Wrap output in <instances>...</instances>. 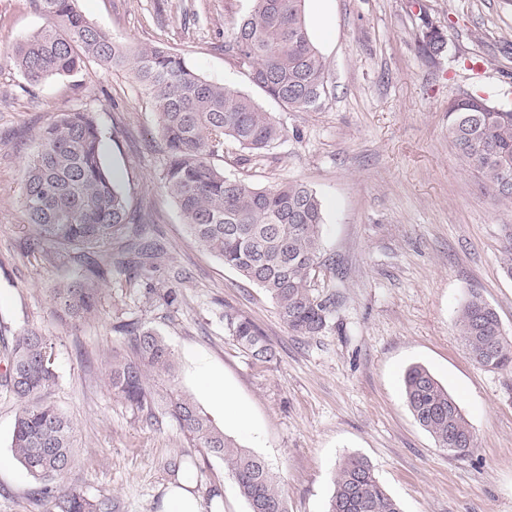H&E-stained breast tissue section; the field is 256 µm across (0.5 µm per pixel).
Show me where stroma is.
I'll return each mask as SVG.
<instances>
[{"label":"stroma","instance_id":"1","mask_svg":"<svg viewBox=\"0 0 512 512\" xmlns=\"http://www.w3.org/2000/svg\"><path fill=\"white\" fill-rule=\"evenodd\" d=\"M0 9V356L28 331L49 336L56 385L44 393L73 423L74 462L60 478L120 512H164L175 481L167 460L182 455L206 512H249L221 459L193 447L169 415L172 390L190 394L215 426L263 457L280 480L289 512H327L332 479L347 456L367 458L403 512H512V371H487L466 353L459 312L477 292L512 337V278L501 268L503 225L459 159L448 102L484 89L512 92V0H329L332 36L316 40L331 91L313 112H291L249 80L224 43L252 0H78L84 16L115 40L162 44L204 79L248 94L285 130L262 155L228 142L214 164L262 188L307 184L322 202L323 255L317 282L333 295L330 328L293 335L274 301L193 242L161 185L166 163L159 117L130 69L87 64L71 76L29 86L12 59L15 44L45 20L32 0ZM441 28L442 53L422 50L425 23ZM480 58L484 70L469 67ZM96 110L102 154L132 212L139 241L158 253L135 276L121 265L129 235L113 236L97 260L96 317L77 326L55 318L50 290L87 273L75 249L29 251L21 208L23 166L42 128L61 113ZM175 290L167 302V290ZM249 318L276 351L254 361L229 335L225 312ZM156 330L176 360L174 382L149 376L151 413L113 398V352L129 353L124 325ZM425 366L454 395L476 444L460 457L437 447L415 421L403 376ZM220 376L231 393L216 407L200 384ZM20 402L0 386V512H40L31 481L10 453ZM244 411L248 427L234 423Z\"/></svg>","mask_w":512,"mask_h":512}]
</instances>
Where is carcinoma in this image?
I'll return each instance as SVG.
<instances>
[{"instance_id": "cac0c4a2", "label": "carcinoma", "mask_w": 512, "mask_h": 512, "mask_svg": "<svg viewBox=\"0 0 512 512\" xmlns=\"http://www.w3.org/2000/svg\"><path fill=\"white\" fill-rule=\"evenodd\" d=\"M78 0H33L45 24L13 49L23 79L37 86L71 75L87 61L107 69L131 66L158 112L167 156L161 184L176 202L193 241L262 288L294 335H321L335 299L316 292L310 268L322 261L324 226L316 192L299 182L261 188L224 175L212 158L230 140L261 154L284 129L247 94L203 79L187 61L159 44L128 48L93 25ZM305 0H253L224 51L237 58L251 82L290 112H312L327 96L329 66L313 43ZM449 134L463 164L480 176L498 206L512 207V102L467 93L448 101ZM104 132L96 111L77 109L48 124L24 171L21 206L32 229L30 248L81 245L95 249L134 218L124 193L102 159ZM502 265L512 278V225H502ZM143 268L153 259L148 244L131 243ZM53 312L78 325L95 316L100 289L92 277L52 288ZM226 326L252 358L271 362L275 350L248 318L225 313ZM470 358L488 371L512 368V339L496 310L480 295L464 304L457 321ZM132 355L112 354V394L143 411L153 392L147 372L175 377L170 346L151 329L126 325ZM52 340L28 331L15 340L0 384L25 401L17 415L11 451L33 480L30 498L46 512H117L109 498L63 490L56 479L71 465L73 428L57 407L38 395L57 382ZM404 395L418 424L438 447L465 456L475 442L457 399L425 367H410ZM170 415L194 444L224 460L249 512H288V500L268 463L213 425L188 395L172 391ZM328 512H402L375 476L370 462L344 458L333 476Z\"/></svg>"}]
</instances>
